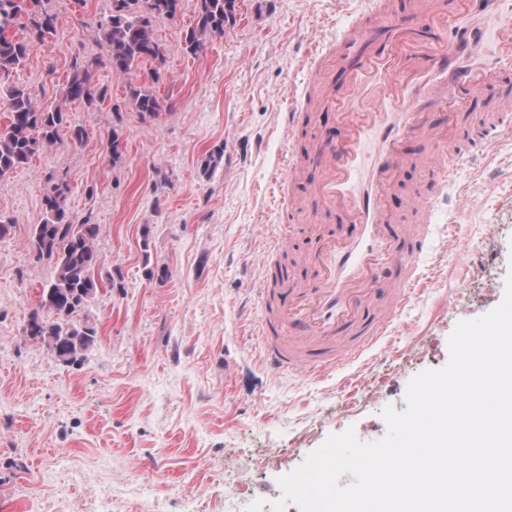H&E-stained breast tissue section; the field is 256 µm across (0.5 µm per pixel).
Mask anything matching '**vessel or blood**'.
Returning <instances> with one entry per match:
<instances>
[{
	"instance_id": "vessel-or-blood-1",
	"label": "vessel or blood",
	"mask_w": 512,
	"mask_h": 512,
	"mask_svg": "<svg viewBox=\"0 0 512 512\" xmlns=\"http://www.w3.org/2000/svg\"><path fill=\"white\" fill-rule=\"evenodd\" d=\"M504 2L451 0L426 18L427 39L400 28L393 51L359 55L342 93L326 101L341 132L321 150L319 192L348 231L323 235L309 257L312 278L263 289L272 311L259 334L270 367L325 374L372 347L397 318L421 278L417 259L427 244L434 192L446 187L468 148H493L468 130L458 104L501 85L499 108L512 110V21L501 18L488 56L472 47L464 24L500 15ZM372 135L379 147L369 159L364 146ZM417 136L430 144L424 162L429 190L411 193L414 221L404 224L388 209L386 194L405 163L401 143Z\"/></svg>"
}]
</instances>
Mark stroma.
I'll list each match as a JSON object with an SVG mask.
<instances>
[{
  "mask_svg": "<svg viewBox=\"0 0 512 512\" xmlns=\"http://www.w3.org/2000/svg\"><path fill=\"white\" fill-rule=\"evenodd\" d=\"M386 3L385 19L373 21L361 19L360 0H243L236 25L194 58L182 51L191 11L156 21L166 69L154 89L166 108L156 121L126 113L124 165L113 168L107 142L125 81L101 68L95 80L108 86L109 102L70 110L88 131L83 144L36 157L0 185V212L14 222L0 240V512H97L106 490L109 512H226L228 482L240 512H275L279 478L329 436L351 429L364 442L383 438L382 410L404 411L410 379L447 364L457 324L500 304L512 272V133L450 173L420 258L423 278L376 345L322 377L262 361L252 331L267 313L265 264L306 277L314 230L336 226L313 193L319 170L304 157L337 132L325 93L351 58L336 39L360 20L361 54L388 41L394 23L419 21L416 0ZM49 7L57 37L16 75L47 103L71 58L103 55L97 23L108 2ZM318 46L327 54L312 83ZM307 83L311 94L299 101ZM290 112L301 129L292 139ZM289 144L300 217L283 241L271 188ZM218 145L224 157L203 177L200 165ZM405 150L412 162L388 198L402 214L409 191L425 185L424 143L409 139ZM51 169L67 172L71 210L92 213L105 267L123 276L90 310L98 342L80 366L56 361L23 332L50 277L24 242L43 218ZM147 259L168 266L170 278L147 279Z\"/></svg>",
  "mask_w": 512,
  "mask_h": 512,
  "instance_id": "stroma-1",
  "label": "stroma"
}]
</instances>
